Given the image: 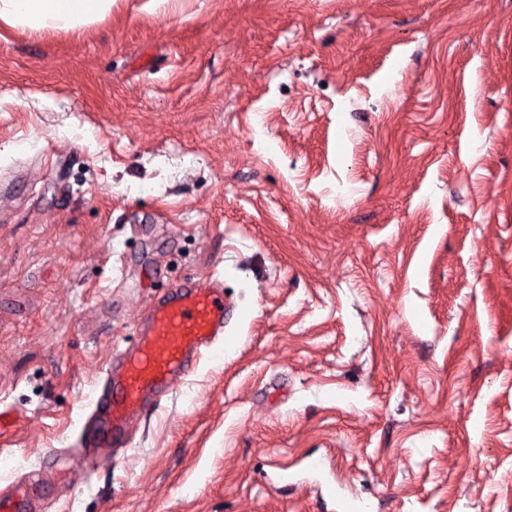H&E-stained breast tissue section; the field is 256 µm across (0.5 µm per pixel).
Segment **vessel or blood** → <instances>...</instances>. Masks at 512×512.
<instances>
[{"label": "vessel or blood", "mask_w": 512, "mask_h": 512, "mask_svg": "<svg viewBox=\"0 0 512 512\" xmlns=\"http://www.w3.org/2000/svg\"><path fill=\"white\" fill-rule=\"evenodd\" d=\"M234 305L220 280H187L153 302L136 329L131 349L117 354L105 372L85 440L95 455L123 445L130 421L159 406L172 382L186 375L223 336ZM31 491L16 483L0 491V512H31Z\"/></svg>", "instance_id": "vessel-or-blood-1"}]
</instances>
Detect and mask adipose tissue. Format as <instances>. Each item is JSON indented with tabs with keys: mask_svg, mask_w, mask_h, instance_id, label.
<instances>
[{
	"mask_svg": "<svg viewBox=\"0 0 512 512\" xmlns=\"http://www.w3.org/2000/svg\"><path fill=\"white\" fill-rule=\"evenodd\" d=\"M116 0H0V22L37 37L75 33L112 14Z\"/></svg>",
	"mask_w": 512,
	"mask_h": 512,
	"instance_id": "adipose-tissue-1",
	"label": "adipose tissue"
}]
</instances>
